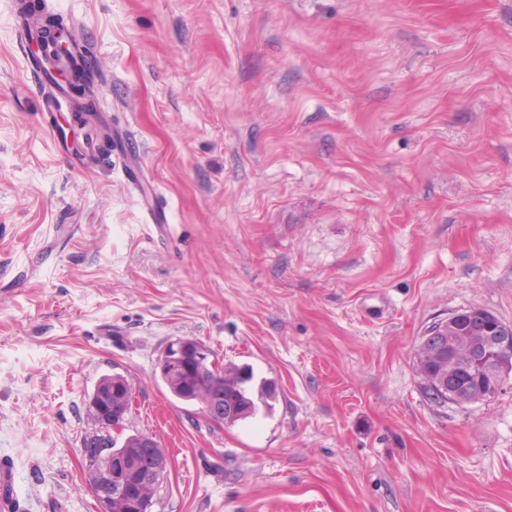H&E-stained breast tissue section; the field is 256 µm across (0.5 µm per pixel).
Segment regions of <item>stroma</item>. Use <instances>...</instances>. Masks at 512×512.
I'll list each match as a JSON object with an SVG mask.
<instances>
[{
  "label": "stroma",
  "mask_w": 512,
  "mask_h": 512,
  "mask_svg": "<svg viewBox=\"0 0 512 512\" xmlns=\"http://www.w3.org/2000/svg\"><path fill=\"white\" fill-rule=\"evenodd\" d=\"M0 0V457L25 512H96L86 396L128 375L152 512H512V388L423 392L468 307L512 322V0H45L102 69L46 113ZM98 129L111 152L80 164ZM160 224H153L151 214ZM277 387L218 427L158 358ZM203 343L200 342V345ZM201 348L189 347V342L184 339H177L170 343L161 355L160 366L161 372L166 376L173 372L178 373L184 369L185 361L193 357L195 362L200 366H206L217 372L220 370L224 374V385L220 387L223 402L234 403L236 409L235 415L229 421H224L222 410L217 404L210 407L211 422L223 426L224 424L233 425L238 421L246 420L257 414L260 405L266 410L272 408L271 400L275 398V389L272 384L263 382L257 389L253 385L254 375L249 367L243 366V369L237 368L235 373L233 368L224 367L223 360H219V354L211 350L206 345Z\"/></svg>",
  "instance_id": "1"
}]
</instances>
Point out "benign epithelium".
<instances>
[{
    "instance_id": "7a95c632",
    "label": "benign epithelium",
    "mask_w": 512,
    "mask_h": 512,
    "mask_svg": "<svg viewBox=\"0 0 512 512\" xmlns=\"http://www.w3.org/2000/svg\"><path fill=\"white\" fill-rule=\"evenodd\" d=\"M421 356L435 357L424 375L431 394L455 405L487 401L512 384V323H506L492 312L469 308L453 312L435 322V329L424 336ZM194 359L201 366L214 368L215 358L208 347H189L178 339L161 355V372L165 375L184 369L185 361ZM94 426L108 425L112 432H122L124 414L112 405V395L98 394L91 401ZM86 463L93 466L96 481L91 493L97 512H150L153 500L144 492L159 487L165 477L163 463L150 467L139 463L124 448H102L85 451Z\"/></svg>"
}]
</instances>
